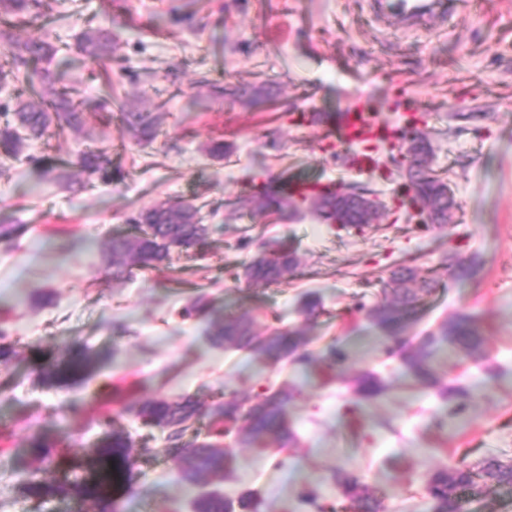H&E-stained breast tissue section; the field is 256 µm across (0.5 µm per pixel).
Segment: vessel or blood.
<instances>
[{"label":"vessel or blood","mask_w":512,"mask_h":512,"mask_svg":"<svg viewBox=\"0 0 512 512\" xmlns=\"http://www.w3.org/2000/svg\"><path fill=\"white\" fill-rule=\"evenodd\" d=\"M369 6L375 15L398 21L405 29L413 30L447 15L450 3L449 0H369ZM424 120L422 113L409 109L401 113L400 123L395 126L381 120L368 103L360 102L343 112L340 142L353 150L354 170L364 172L372 165L367 147L379 142H395L402 130L420 125Z\"/></svg>","instance_id":"b4317fda"}]
</instances>
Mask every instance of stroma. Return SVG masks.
I'll return each mask as SVG.
<instances>
[{"label": "stroma", "mask_w": 512, "mask_h": 512, "mask_svg": "<svg viewBox=\"0 0 512 512\" xmlns=\"http://www.w3.org/2000/svg\"><path fill=\"white\" fill-rule=\"evenodd\" d=\"M455 2L447 17L414 32L376 21L367 0H46L50 25L14 29L19 40L46 35L72 45L86 25L108 27L111 86L74 52L59 55L51 70L90 99L110 94L164 117L158 137L140 143L91 110L81 135L30 141L24 161L0 166V224L17 227L0 241V323L17 353L12 367H0V447L10 461L0 467V512H79L71 497L31 499L16 473L33 463L35 431L70 454L88 452L100 434L89 416L104 393L128 405L118 423L133 437L134 480L116 493L117 512H193L178 459L130 411L156 398L209 404L294 387V444L282 453L235 448L234 471L202 485L231 498L254 493L258 512H310L297 499L306 487L340 505L332 480L340 469L375 488L384 512H429L423 486L434 469L512 458V0ZM360 99L388 120L408 107L426 113L433 166L461 206L455 224L405 223L395 202L401 180L385 149L362 174L337 161L328 146L333 118ZM92 138L122 172L112 183L75 165ZM215 141L232 144V155L210 157ZM46 154L68 162L71 188L28 161ZM286 173L364 185L388 209L361 234L327 223L302 201L290 221L239 215V199ZM197 196L210 213L205 259L174 257L179 287L165 269L130 275L113 265L103 243L126 230L134 209ZM88 236L97 240L93 249L74 248ZM283 242L300 260L293 278L249 287L244 265ZM406 258L436 286L403 310L390 337L367 310L378 302L379 279ZM457 260L476 262V273L452 276ZM309 293L323 304L310 320L301 311ZM200 295L212 319L244 316L259 333L304 330L318 355L336 344L347 355L343 375L274 366L214 343L206 323L179 315ZM457 314L475 319L486 351L474 359L448 347L434 358L443 384L474 394L452 416L436 389L413 382L400 356L384 349L416 351L422 336ZM76 339L94 346L95 375L64 391L39 385L30 371L37 355ZM366 372L390 389L348 412L350 381Z\"/></svg>", "instance_id": "obj_1"}]
</instances>
